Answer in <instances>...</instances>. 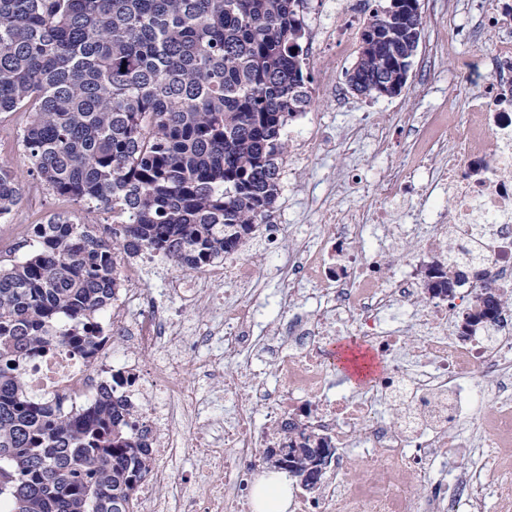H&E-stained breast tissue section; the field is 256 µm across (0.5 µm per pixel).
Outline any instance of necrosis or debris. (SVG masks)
I'll return each mask as SVG.
<instances>
[{
	"label": "necrosis or debris",
	"mask_w": 512,
	"mask_h": 512,
	"mask_svg": "<svg viewBox=\"0 0 512 512\" xmlns=\"http://www.w3.org/2000/svg\"><path fill=\"white\" fill-rule=\"evenodd\" d=\"M502 13L454 23L447 36L433 31L427 59L452 53L454 37L481 38ZM358 19L337 8L314 34L332 49L318 66L326 86L354 52ZM456 72L467 112H405L395 127L375 116L345 133L351 144L369 140L381 159L395 132L410 138L405 167L351 185L361 205L326 207L303 234L266 225L267 241L294 240L268 267L232 252L190 281L164 274L176 313L144 283L161 259L143 256L118 270L101 324L107 341L93 357L59 346L23 366L30 390L71 406L92 402L112 374L134 377L136 425L154 448L135 512H253L265 451L288 424L327 440L336 463L318 494L289 485L290 512H486L491 501L512 512V37L457 56ZM290 136L295 186L309 154L337 142L303 126ZM432 259L455 265L450 292L427 288ZM263 280L277 281L275 296ZM488 281L501 301L474 317ZM205 302L218 312L187 323L182 310ZM270 305L277 315L256 335ZM339 336L368 344L385 371L344 387L328 355ZM157 351L161 361L144 364L142 354ZM215 383L220 414L204 390ZM189 457L204 465L187 479L180 464Z\"/></svg>",
	"instance_id": "necrosis-or-debris-1"
}]
</instances>
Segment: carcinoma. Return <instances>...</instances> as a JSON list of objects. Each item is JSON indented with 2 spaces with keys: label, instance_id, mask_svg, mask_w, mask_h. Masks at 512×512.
<instances>
[{
  "label": "carcinoma",
  "instance_id": "carcinoma-1",
  "mask_svg": "<svg viewBox=\"0 0 512 512\" xmlns=\"http://www.w3.org/2000/svg\"><path fill=\"white\" fill-rule=\"evenodd\" d=\"M309 0H0V114L29 113L21 143L42 186L84 206L120 202L112 241L72 216L32 225L0 258V499L9 512H132L152 456L114 385L76 412L27 394L21 362L52 346L86 357L120 254L197 270L244 247L281 195L282 131L311 100ZM374 6L345 72L364 97L399 95L418 49V0ZM24 187L0 163V219ZM453 279L431 265L427 287ZM327 444L303 432L271 471L301 476Z\"/></svg>",
  "mask_w": 512,
  "mask_h": 512
}]
</instances>
